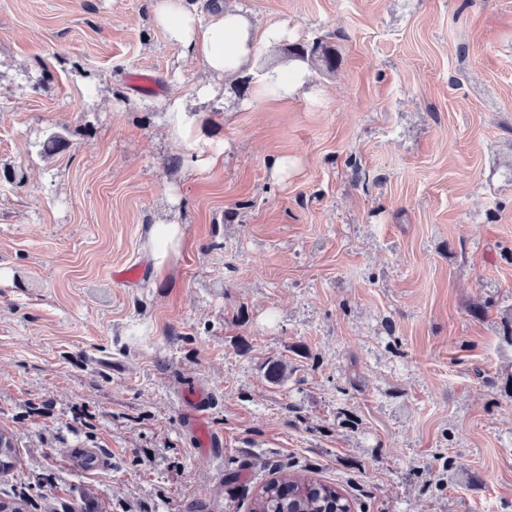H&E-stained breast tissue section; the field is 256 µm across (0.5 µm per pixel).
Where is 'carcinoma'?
<instances>
[{"label": "carcinoma", "instance_id": "cac0c4a2", "mask_svg": "<svg viewBox=\"0 0 512 512\" xmlns=\"http://www.w3.org/2000/svg\"><path fill=\"white\" fill-rule=\"evenodd\" d=\"M285 54L291 61L318 70L336 68V53L321 40L290 46ZM68 147L64 136L52 133L42 143L41 153L55 155ZM16 458L13 439L0 431V473L12 471ZM29 506V497L25 495L0 498V512H27ZM350 509V501L339 486L324 483L306 472L280 467L277 476L262 484L252 497L249 512H350Z\"/></svg>", "mask_w": 512, "mask_h": 512}]
</instances>
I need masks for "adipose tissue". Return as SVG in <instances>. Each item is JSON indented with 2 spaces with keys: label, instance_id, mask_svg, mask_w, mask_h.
<instances>
[{
  "label": "adipose tissue",
  "instance_id": "1",
  "mask_svg": "<svg viewBox=\"0 0 512 512\" xmlns=\"http://www.w3.org/2000/svg\"><path fill=\"white\" fill-rule=\"evenodd\" d=\"M153 21L185 53L202 57L209 73L202 90L208 96L215 94L220 82L255 67L258 42L276 44L287 35L285 25L280 23L257 28L231 2L204 20L186 0H158Z\"/></svg>",
  "mask_w": 512,
  "mask_h": 512
}]
</instances>
